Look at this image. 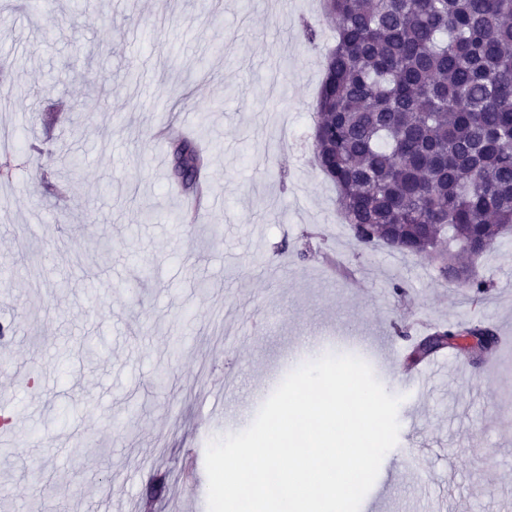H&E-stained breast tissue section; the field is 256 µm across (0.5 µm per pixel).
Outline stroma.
<instances>
[{"instance_id": "35a3bbf8", "label": "stroma", "mask_w": 512, "mask_h": 512, "mask_svg": "<svg viewBox=\"0 0 512 512\" xmlns=\"http://www.w3.org/2000/svg\"><path fill=\"white\" fill-rule=\"evenodd\" d=\"M335 42L321 0H53L47 14L0 0L15 95L0 108V160L15 163L0 179L14 331L0 382L25 421L0 512H208V443L325 354L362 358L402 399L409 440L385 456L383 512H512V342L489 359L447 349L468 373L426 396L368 349L390 336L407 353L461 320L501 330L512 235L475 260L477 300L427 257L356 245L313 150ZM171 123L209 151L186 230L166 220L185 198L171 145L149 136Z\"/></svg>"}]
</instances>
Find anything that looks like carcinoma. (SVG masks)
I'll list each match as a JSON object with an SVG mask.
<instances>
[{"instance_id":"obj_1","label":"carcinoma","mask_w":512,"mask_h":512,"mask_svg":"<svg viewBox=\"0 0 512 512\" xmlns=\"http://www.w3.org/2000/svg\"><path fill=\"white\" fill-rule=\"evenodd\" d=\"M336 46L325 60L313 139L323 177L360 246L429 255L479 298L461 255L512 226V0H326ZM171 180L200 195L208 158L172 142ZM441 339L489 327L440 326Z\"/></svg>"}]
</instances>
